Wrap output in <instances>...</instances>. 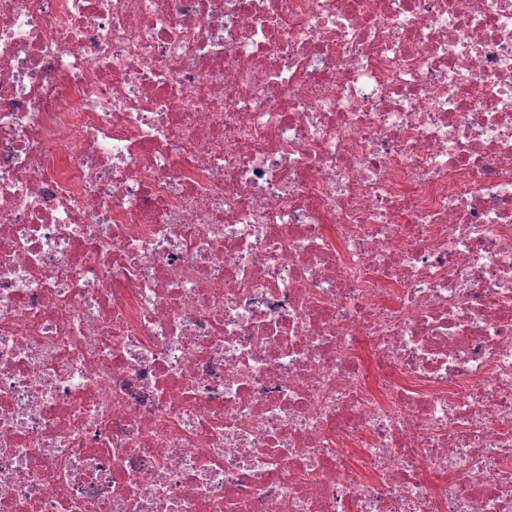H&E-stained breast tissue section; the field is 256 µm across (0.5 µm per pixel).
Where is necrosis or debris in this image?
<instances>
[{
    "instance_id": "necrosis-or-debris-1",
    "label": "necrosis or debris",
    "mask_w": 512,
    "mask_h": 512,
    "mask_svg": "<svg viewBox=\"0 0 512 512\" xmlns=\"http://www.w3.org/2000/svg\"><path fill=\"white\" fill-rule=\"evenodd\" d=\"M0 512H512V0H0Z\"/></svg>"
}]
</instances>
